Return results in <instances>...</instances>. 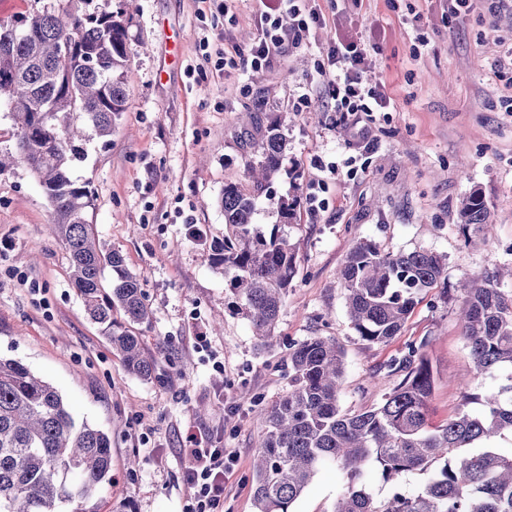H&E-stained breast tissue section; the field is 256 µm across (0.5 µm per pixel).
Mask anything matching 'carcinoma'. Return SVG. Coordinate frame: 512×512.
I'll list each match as a JSON object with an SVG mask.
<instances>
[{"label":"carcinoma","instance_id":"cac0c4a2","mask_svg":"<svg viewBox=\"0 0 512 512\" xmlns=\"http://www.w3.org/2000/svg\"><path fill=\"white\" fill-rule=\"evenodd\" d=\"M123 12L35 14L21 24L0 21V108L16 126L14 151L0 153V174L24 167L49 201L52 233L68 254L71 281L91 321L98 324L125 370L153 378L156 361L132 331L153 311L142 279L122 255L96 242L87 220L89 184L71 177L80 158L78 123L101 137L112 134L126 110ZM259 158L245 163L251 185L227 182L219 199L224 240L209 246L210 265L224 271L228 305L245 315L263 347L270 346L295 276V245L285 226L296 218L297 196L277 202L276 223H256L257 199L273 180L291 175L279 124L253 143ZM464 235L484 232L492 213L479 189L460 202ZM112 282L104 285L105 268ZM349 320L369 343H387L404 327L420 296L441 287L448 301L445 256L428 249L384 251L361 240L338 270ZM502 270L467 277L454 289L460 327L476 374L495 372L500 384L481 397L464 384L458 412L429 423L434 377L423 345L385 364L400 382L376 407L348 413L338 404L343 353L326 336L288 347V390L256 418L261 441L253 463L257 512H291L317 471L339 467L347 490L333 512H512V455L495 442L512 436V295L498 287ZM378 469L390 493L379 498L368 479ZM112 442L107 432L71 415L58 390L19 360L0 357V512H86L84 504L110 480ZM423 476L414 492L401 486Z\"/></svg>","mask_w":512,"mask_h":512}]
</instances>
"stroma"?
<instances>
[{"mask_svg":"<svg viewBox=\"0 0 512 512\" xmlns=\"http://www.w3.org/2000/svg\"><path fill=\"white\" fill-rule=\"evenodd\" d=\"M307 6L322 23L285 58L247 74L217 70L198 43L208 37L211 50L229 54L250 46L256 0H234L229 19L216 17L212 0H136L127 9L126 110L111 136L87 131L71 176L90 187L87 220L99 239L143 279L154 320L135 332L157 361L152 380L127 374L89 320L36 178L24 168L0 175V356L22 361L57 388L77 421L109 434L112 480L94 512H185L190 432L238 451L224 512H255L252 408L287 390L288 346L309 336L330 337L344 352L346 412L381 402L398 382L386 363L411 343L423 345L432 367V425L455 415L462 380L476 396L499 383L496 374L476 375L456 305L436 288L390 342L362 341L337 271L361 239L446 255L452 288L512 267V0H474L460 17L448 0ZM339 38L380 46L363 79L386 82L394 111L335 112L319 68ZM253 112L264 124L281 121L285 164L298 175L276 180L271 197L258 201V223L271 224L278 197L299 199L285 228L296 273L268 349L246 318L225 309L224 273L207 259L209 244L224 236V185L246 180ZM475 186L494 227L489 238L468 241L457 209ZM344 489L342 472L325 466L292 512H332Z\"/></svg>","mask_w":512,"mask_h":512,"instance_id":"stroma-1","label":"stroma"}]
</instances>
